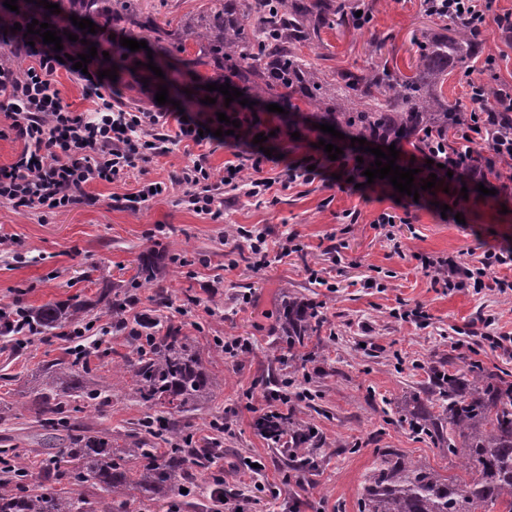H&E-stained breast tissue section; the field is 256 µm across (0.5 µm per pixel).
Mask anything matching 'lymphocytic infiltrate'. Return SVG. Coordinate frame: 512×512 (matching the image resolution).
Segmentation results:
<instances>
[{
    "label": "lymphocytic infiltrate",
    "mask_w": 512,
    "mask_h": 512,
    "mask_svg": "<svg viewBox=\"0 0 512 512\" xmlns=\"http://www.w3.org/2000/svg\"><path fill=\"white\" fill-rule=\"evenodd\" d=\"M494 0H445L450 11L463 26L486 31L496 26L512 32V12L498 13ZM20 23L18 31L8 33L7 51L0 59V116L7 128L22 141L23 148L13 162L0 166V203L16 208L54 213L85 199V189L96 182L111 183L138 169L145 170L155 157L169 153L171 147L187 142L197 146L213 141L214 130L221 124L216 113L204 115L176 112H143L115 105V87L110 79L99 78L105 68L103 57H95L86 70L75 69L72 56L82 53L83 44L93 41L110 44L112 33L98 28L96 33L78 30L69 17L48 18L45 14L23 8L14 15ZM52 22L57 33L63 34L62 51H54L40 35L25 37L22 28L32 21ZM78 41H71V34ZM66 53L67 61H59L58 53ZM25 57L26 68H16L12 60ZM68 74L80 85L82 95L94 104L88 112H75L64 103L57 87L59 73ZM235 134L224 136L225 144L244 149L248 164L225 165L222 174L196 163L185 167L181 180L187 186L188 203L199 214L218 216L223 204L224 189H237L247 184V197L256 204L268 203L274 182L266 177L264 167L269 158L255 150L253 139L263 128L253 114L241 112ZM491 157L476 158L469 150H446L431 146L424 158L431 167L415 174V185H423L429 176L445 184L456 176L471 184L487 183L497 160L512 159V137L490 144ZM373 154H360L356 146L346 145L337 160L327 153L310 155L289 165L277 184L287 188L295 183L308 184L323 177L327 169H335L342 178L354 183L366 182L365 165L373 163ZM512 265V247L487 249L479 267L458 265L452 258H424L422 267L431 276L435 288H481L487 269Z\"/></svg>",
    "instance_id": "obj_1"
}]
</instances>
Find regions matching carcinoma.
Here are the masks:
<instances>
[{
	"mask_svg": "<svg viewBox=\"0 0 512 512\" xmlns=\"http://www.w3.org/2000/svg\"><path fill=\"white\" fill-rule=\"evenodd\" d=\"M212 6L185 19L182 38L163 54L181 68L199 73L210 83L237 81L243 97L258 102L269 98L292 114L301 106L312 109L320 124L346 130L354 138L382 139L417 151L430 146L431 133L448 142V129L462 126L459 105L442 94L451 73L468 75V62L484 54L479 35L464 27L454 35H435L416 42L417 59L411 75H402L380 61L364 71L347 70L340 81L327 75L300 54V47L321 41L325 30L352 25L344 0H210ZM60 10L82 16L108 28L129 31L132 39L148 40L161 28L141 15L138 0H57ZM197 51L187 57V42ZM493 110L504 111L507 122L487 130L491 139L512 129V108L505 93L485 91ZM156 279L155 261L137 266L131 284L142 287ZM134 301L131 289L114 291L107 302L112 324L127 328L126 308ZM35 331L48 334L75 326L91 315L85 302L70 300L28 310ZM282 335L288 352L306 346L322 318L317 305L296 297L282 307ZM129 329V328H127ZM131 352L113 364L112 386L122 385L132 400L160 406L171 415L193 411L210 400L214 377L180 329H157L145 320L129 329ZM86 350L73 348L70 358L48 364L49 382L35 398L44 430L62 441L60 456L38 480L34 493H17L28 471L19 465L17 448H0L8 468L0 471V512H130L134 498L153 501L187 484L192 466L214 453L192 447L185 427L174 421L160 426L149 420L123 435L94 431L80 422V414L98 410L111 399L99 384L88 380ZM405 421L436 444L446 445L457 460L460 476H442L391 450L380 456L368 476L361 512H493L497 506L512 512V379L491 374L479 362L463 373L435 372L424 397ZM264 437L283 447L288 467L310 466L295 460L294 449L310 445L314 426L290 410L278 418L260 417L254 423ZM169 445L156 448V440ZM105 492L89 499L58 489L85 482Z\"/></svg>",
	"mask_w": 512,
	"mask_h": 512,
	"instance_id": "1",
	"label": "carcinoma"
}]
</instances>
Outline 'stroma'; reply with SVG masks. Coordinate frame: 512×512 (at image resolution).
<instances>
[{
    "mask_svg": "<svg viewBox=\"0 0 512 512\" xmlns=\"http://www.w3.org/2000/svg\"><path fill=\"white\" fill-rule=\"evenodd\" d=\"M368 2V26L324 31L321 44L303 48L304 58L330 75L368 67L380 57L411 74L413 36L440 32L439 20L423 12L422 0ZM204 3L140 0V9L173 42L180 19L198 13ZM376 31L386 35L377 54L369 45ZM486 38L498 61L481 81L512 87V34L492 27ZM183 80L184 89L169 91V103L158 105L162 80L141 65L123 74L117 101L143 110L204 111L205 89L192 74ZM272 129L266 145L281 156L266 167L273 178L324 137L312 122L284 115L273 117ZM233 159V148L218 142L181 144L156 157L145 172L87 187V200L63 211L45 215L0 204V236L7 239L0 246V307L33 308L76 297L93 305L91 321L101 325L111 320L102 289L129 279L147 251L162 254L157 285L137 288L126 316L180 327L213 372L212 400L180 421L200 445L218 437L214 422H224L225 473L243 489L263 485L244 502V512H359L365 480L379 450L387 448L441 474L454 473L441 448L402 416L431 370L463 369L475 355L489 371L512 374V354L488 341L512 333V297L494 288L431 287L420 258L449 256L473 265L488 248L512 243V183L498 177L506 162H497V173L489 178L491 194L450 181L437 204L425 199L411 207L408 223L393 225L387 238L372 221L380 212L399 211L395 196L354 190L330 176L287 189L274 186L277 202L267 207L229 191L219 218L196 214L185 200L181 170L199 160L219 174ZM154 181L165 190L146 207L131 211L120 202V195ZM445 205L459 209V216H442ZM240 225L263 232L274 248L296 234L302 250L255 269L245 239L232 235ZM313 270L318 280H311ZM160 290L167 306L157 302ZM301 295L323 303L327 318L321 355L305 364L273 356L282 343V306ZM418 307L427 312V322L407 318V311ZM218 337L238 339L244 352L234 357L220 352L214 346ZM66 353L57 336L22 349L0 339V402L7 405L0 412V445L19 446L35 476L54 451L34 421L30 398L45 379L47 362ZM282 388L297 416L317 430L315 465L300 472L289 470L280 450L254 428L270 410L273 391ZM148 413L116 391L90 423L117 433ZM246 457L262 462L260 474L243 467ZM211 470L208 464L194 468L193 495L176 490L157 502L134 503L131 512H211Z\"/></svg>",
    "mask_w": 512,
    "mask_h": 512,
    "instance_id": "obj_1",
    "label": "stroma"
}]
</instances>
